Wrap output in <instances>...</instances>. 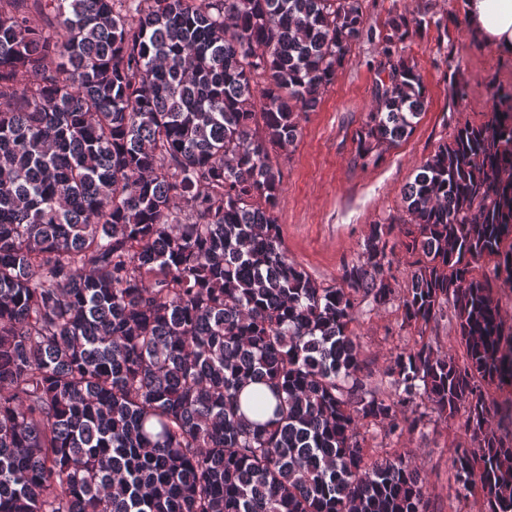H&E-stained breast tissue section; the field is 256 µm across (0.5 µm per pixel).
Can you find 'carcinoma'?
<instances>
[{
  "label": "carcinoma",
  "instance_id": "carcinoma-1",
  "mask_svg": "<svg viewBox=\"0 0 512 512\" xmlns=\"http://www.w3.org/2000/svg\"><path fill=\"white\" fill-rule=\"evenodd\" d=\"M426 23L377 29L364 0H0V512H430L422 468L364 436L429 413L458 423L455 498L512 512V87L340 282L288 258L275 216L272 154L353 45L380 46L356 160L412 135L402 43ZM387 310L419 339L375 375L359 329ZM439 321L461 357L424 338Z\"/></svg>",
  "mask_w": 512,
  "mask_h": 512
}]
</instances>
